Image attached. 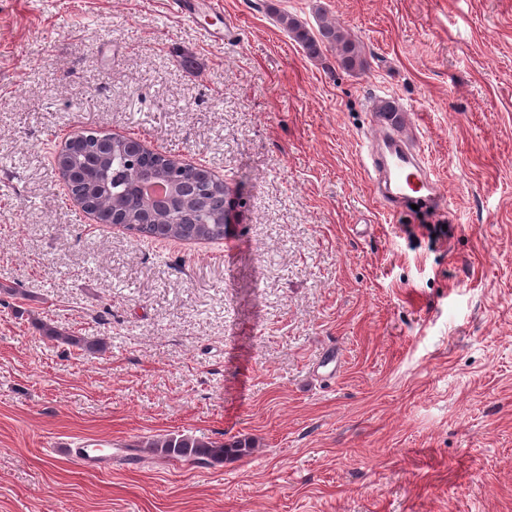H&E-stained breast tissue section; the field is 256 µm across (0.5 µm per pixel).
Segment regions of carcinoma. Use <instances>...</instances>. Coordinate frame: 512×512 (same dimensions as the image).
I'll return each mask as SVG.
<instances>
[{"instance_id": "carcinoma-1", "label": "carcinoma", "mask_w": 512, "mask_h": 512, "mask_svg": "<svg viewBox=\"0 0 512 512\" xmlns=\"http://www.w3.org/2000/svg\"><path fill=\"white\" fill-rule=\"evenodd\" d=\"M279 21L310 57L318 58L328 48L336 52L342 68L361 70L365 67L359 44L327 17L320 16L317 38L293 17L282 15ZM96 135L98 132L87 130L74 134L71 147L64 154V165L71 171L75 191L86 195L91 214L100 223H112V215L115 214L124 223V228L139 238L185 241L224 238V225L220 224L224 182L214 178L206 169L182 167L175 159L146 149L130 160L125 156L122 143L116 141L108 149L113 156L110 162L112 192L105 194L93 189L97 179L88 172L87 161L94 153L93 137ZM146 178L155 182L170 180L177 185L190 183L193 190L180 198L175 206L157 210L142 192L141 183ZM41 330L44 336L60 344L76 346L90 356L108 349V343L100 338L60 331L47 323L41 324ZM146 448L164 458H184L198 465H208L229 456L241 455L249 451L250 444L240 440L231 444L204 442L179 435L154 439L147 443Z\"/></svg>"}]
</instances>
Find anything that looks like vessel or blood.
<instances>
[{
	"instance_id": "1",
	"label": "vessel or blood",
	"mask_w": 512,
	"mask_h": 512,
	"mask_svg": "<svg viewBox=\"0 0 512 512\" xmlns=\"http://www.w3.org/2000/svg\"><path fill=\"white\" fill-rule=\"evenodd\" d=\"M410 125L411 115L407 112L376 116L375 139L380 154L370 157L365 172L383 198L402 200L440 195L438 185L427 176L421 164L419 151L405 138ZM68 454L86 470L100 469L108 457L106 450L85 446L69 449Z\"/></svg>"
}]
</instances>
